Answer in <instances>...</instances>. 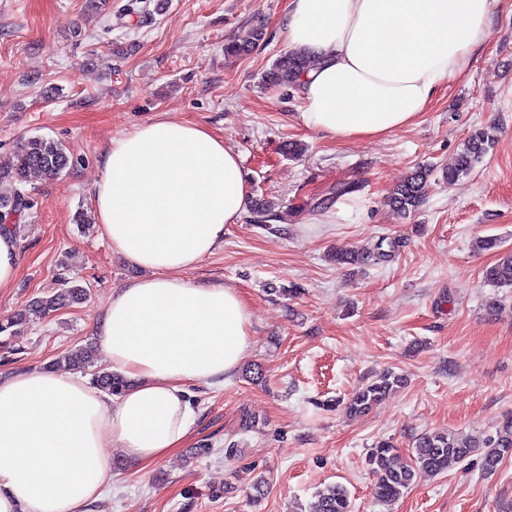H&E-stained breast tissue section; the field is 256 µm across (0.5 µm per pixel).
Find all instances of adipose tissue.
Returning a JSON list of instances; mask_svg holds the SVG:
<instances>
[{
  "mask_svg": "<svg viewBox=\"0 0 512 512\" xmlns=\"http://www.w3.org/2000/svg\"><path fill=\"white\" fill-rule=\"evenodd\" d=\"M492 0H288L281 36L313 60L300 118L332 138L409 127L488 35ZM249 190L239 154L191 122L157 118L113 142L93 187L100 232L139 277L95 328L118 396L37 367L0 377V512H90L111 450L146 470L185 444L190 385L233 375L253 345L243 295L186 273L224 243Z\"/></svg>",
  "mask_w": 512,
  "mask_h": 512,
  "instance_id": "ef3b65f1",
  "label": "adipose tissue"
}]
</instances>
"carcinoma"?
I'll list each match as a JSON object with an SVG mask.
<instances>
[{
  "instance_id": "1",
  "label": "carcinoma",
  "mask_w": 512,
  "mask_h": 512,
  "mask_svg": "<svg viewBox=\"0 0 512 512\" xmlns=\"http://www.w3.org/2000/svg\"><path fill=\"white\" fill-rule=\"evenodd\" d=\"M265 40V25L259 20L248 27L244 34L224 44V55L235 58L247 55ZM311 66V61L298 54L282 57L264 75V83L270 87L296 85L299 76ZM494 144V135L486 128L471 133L458 154L455 164L443 170L448 183L462 176L470 175L488 150ZM70 166V156L58 141L43 137H31L19 144L12 165L0 168V182L12 185L10 194L0 195V229L17 235L21 225L16 218L23 211L34 207V202L25 189L28 176L37 173L47 179H54ZM433 170L419 167L390 193L388 202L393 210L406 215L418 210L424 203L430 186ZM255 221L265 224L282 220V215L268 208L263 202L253 205ZM400 247L393 237L382 236L370 250L340 248L336 250V264L346 268H361L379 265L389 261ZM485 281L495 288H512V252L485 271ZM89 288L77 279L65 278L54 291L30 301L27 309L16 316L0 321V335L17 338L24 332L25 325L35 318H44L73 304L87 299ZM97 349L90 344L76 346L60 354L55 366L65 364L72 369L94 366ZM92 384L111 394L118 395L127 387L128 381L117 373L98 369L92 374ZM404 384V378L394 372L377 377L359 388L346 402L345 409L351 415L368 413L392 390ZM481 452L482 471L487 475L495 473L503 459L512 456V415L506 417L495 435L460 439L450 432H425L414 445L413 463L395 464V448L387 441H381L371 449L369 465L378 476L373 495L379 502L398 500L423 474L438 475L448 468V463L463 462L473 453ZM352 506L345 487L335 484L317 492L315 501L308 512H351Z\"/></svg>"
}]
</instances>
